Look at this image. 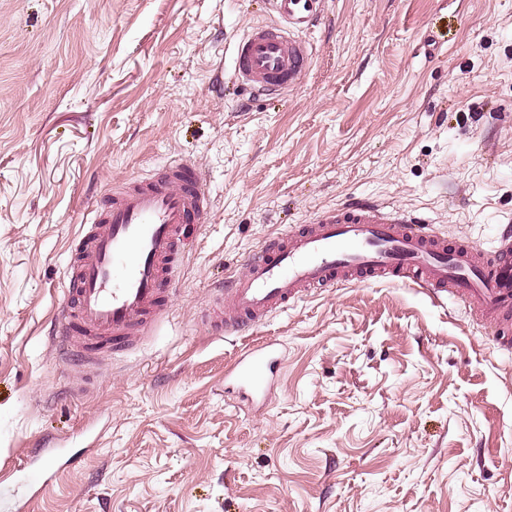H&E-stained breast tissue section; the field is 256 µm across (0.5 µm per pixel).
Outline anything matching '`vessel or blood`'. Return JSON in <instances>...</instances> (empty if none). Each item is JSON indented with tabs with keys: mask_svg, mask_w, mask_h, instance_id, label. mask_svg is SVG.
<instances>
[{
	"mask_svg": "<svg viewBox=\"0 0 512 512\" xmlns=\"http://www.w3.org/2000/svg\"><path fill=\"white\" fill-rule=\"evenodd\" d=\"M320 0H269L277 23L237 40L234 76L265 95L294 87L310 60L303 35ZM210 198L201 170L176 159L158 172L113 183L72 250L53 331L63 357L90 370L133 349L171 312L173 274L186 228L205 223ZM490 250L448 241L423 218L375 202L320 211L300 228L266 240L228 280L205 313L212 336L243 334L318 288L401 283L435 300L463 304L473 324L492 331L494 349L512 355V226ZM277 343L243 349L225 381L248 400L265 399L277 374Z\"/></svg>",
	"mask_w": 512,
	"mask_h": 512,
	"instance_id": "b4317fda",
	"label": "vessel or blood"
}]
</instances>
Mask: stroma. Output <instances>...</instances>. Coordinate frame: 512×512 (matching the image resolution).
Wrapping results in <instances>:
<instances>
[{"instance_id": "stroma-1", "label": "stroma", "mask_w": 512, "mask_h": 512, "mask_svg": "<svg viewBox=\"0 0 512 512\" xmlns=\"http://www.w3.org/2000/svg\"><path fill=\"white\" fill-rule=\"evenodd\" d=\"M288 94L233 77L267 0H0V465L42 447L26 512H512V356L400 284L313 291L243 335L200 311L267 237L351 198L494 244L512 221V0H322ZM212 203L169 320L93 375L52 317L113 182L174 159ZM279 342L261 403L224 383Z\"/></svg>"}]
</instances>
